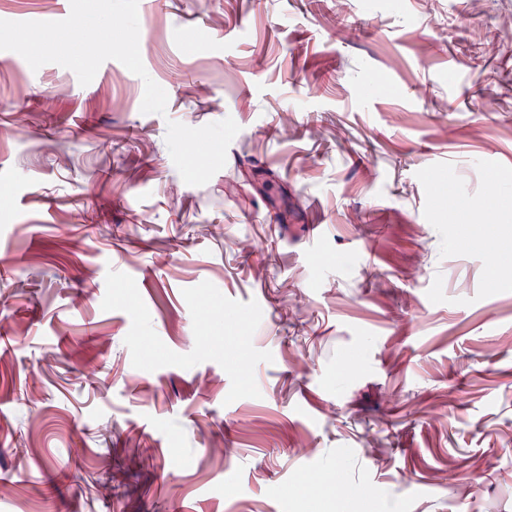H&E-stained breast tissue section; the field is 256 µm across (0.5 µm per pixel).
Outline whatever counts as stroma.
<instances>
[{
    "mask_svg": "<svg viewBox=\"0 0 512 512\" xmlns=\"http://www.w3.org/2000/svg\"><path fill=\"white\" fill-rule=\"evenodd\" d=\"M2 14L0 512H512V0Z\"/></svg>",
    "mask_w": 512,
    "mask_h": 512,
    "instance_id": "35a3bbf8",
    "label": "stroma"
}]
</instances>
